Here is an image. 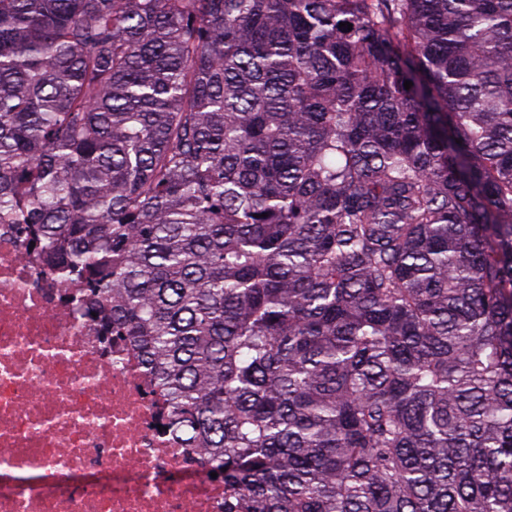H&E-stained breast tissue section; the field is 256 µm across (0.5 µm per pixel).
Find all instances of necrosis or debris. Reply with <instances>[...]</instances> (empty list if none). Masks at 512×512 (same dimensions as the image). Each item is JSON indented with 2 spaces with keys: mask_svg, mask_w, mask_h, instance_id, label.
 I'll list each match as a JSON object with an SVG mask.
<instances>
[{
  "mask_svg": "<svg viewBox=\"0 0 512 512\" xmlns=\"http://www.w3.org/2000/svg\"><path fill=\"white\" fill-rule=\"evenodd\" d=\"M67 291L0 224V512H224L141 351L88 327Z\"/></svg>",
  "mask_w": 512,
  "mask_h": 512,
  "instance_id": "necrosis-or-debris-1",
  "label": "necrosis or debris"
}]
</instances>
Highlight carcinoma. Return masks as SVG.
Wrapping results in <instances>:
<instances>
[{"label":"carcinoma","instance_id":"cac0c4a2","mask_svg":"<svg viewBox=\"0 0 512 512\" xmlns=\"http://www.w3.org/2000/svg\"><path fill=\"white\" fill-rule=\"evenodd\" d=\"M0 222L224 512H512V0H0Z\"/></svg>","mask_w":512,"mask_h":512}]
</instances>
